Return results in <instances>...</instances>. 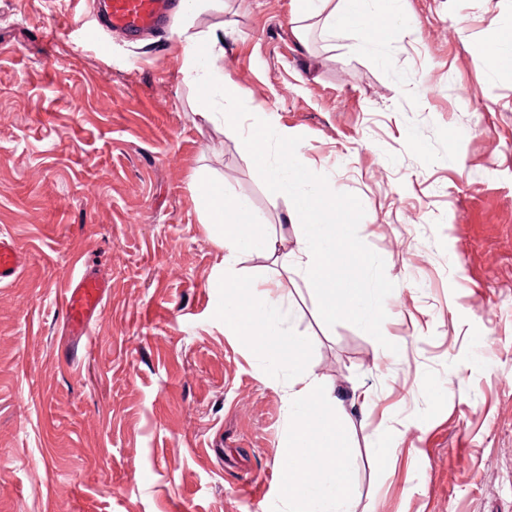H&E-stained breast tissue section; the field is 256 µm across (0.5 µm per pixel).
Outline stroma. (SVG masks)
Returning a JSON list of instances; mask_svg holds the SVG:
<instances>
[{
	"instance_id": "stroma-1",
	"label": "stroma",
	"mask_w": 512,
	"mask_h": 512,
	"mask_svg": "<svg viewBox=\"0 0 512 512\" xmlns=\"http://www.w3.org/2000/svg\"><path fill=\"white\" fill-rule=\"evenodd\" d=\"M223 2L189 22L352 205L337 277L380 287L379 332L258 252L238 264L281 282L280 328L350 418L356 512H512V71L477 59L512 0H402L379 54L294 0ZM201 95L172 29L131 41L90 0H0V232L26 257L0 286V512H288L285 372L225 331L196 178L269 233L296 202ZM86 271L109 292L69 364L61 295Z\"/></svg>"
}]
</instances>
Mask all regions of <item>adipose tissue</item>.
Here are the masks:
<instances>
[{"mask_svg": "<svg viewBox=\"0 0 512 512\" xmlns=\"http://www.w3.org/2000/svg\"><path fill=\"white\" fill-rule=\"evenodd\" d=\"M367 0H295L303 18H324L332 38L364 30L363 44L378 49L388 44L402 12V0H383L380 13L366 8ZM197 115L205 121L223 119L225 128L240 135L247 154L267 175L268 187L277 196H295L298 203L292 225L295 245L285 250L277 236L258 233L248 205L226 194L221 181L199 177L196 201L224 250V321L254 353L288 372V438L280 450L282 493L290 512H355L357 489L349 475L350 449L338 430L332 390L317 376L300 367L305 344L278 328L282 295L277 283L240 277L235 266L243 251L262 253L284 271L313 280L321 291L323 316L336 313L360 315L371 328L381 329V307L368 288L336 279L333 267L352 250L346 227L351 207L324 189L308 190L305 168L288 152L287 129L277 127L266 110H232L217 113L216 102L204 97ZM277 138L281 162L269 164L270 138Z\"/></svg>", "mask_w": 512, "mask_h": 512, "instance_id": "obj_1", "label": "adipose tissue"}]
</instances>
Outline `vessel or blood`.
<instances>
[{
	"label": "vessel or blood",
	"instance_id": "vessel-or-blood-1",
	"mask_svg": "<svg viewBox=\"0 0 512 512\" xmlns=\"http://www.w3.org/2000/svg\"><path fill=\"white\" fill-rule=\"evenodd\" d=\"M172 0H95V8L108 30L135 39L161 27ZM23 268V258L10 235L0 234V285L9 284ZM108 283L92 272L84 273L62 295L67 325L75 342L71 358L87 354L93 319L100 313L108 295Z\"/></svg>",
	"mask_w": 512,
	"mask_h": 512
}]
</instances>
